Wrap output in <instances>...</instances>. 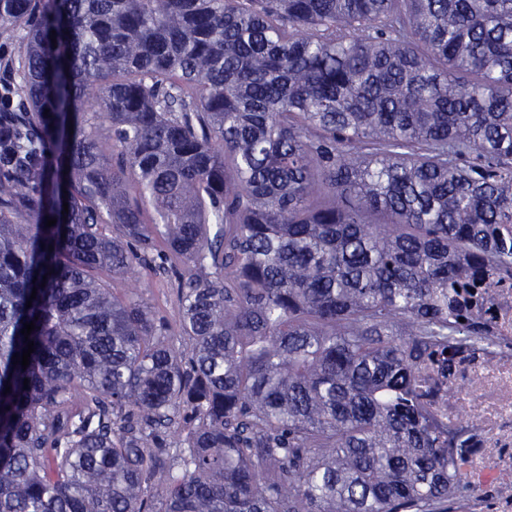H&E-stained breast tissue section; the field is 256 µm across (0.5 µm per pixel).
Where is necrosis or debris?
<instances>
[{"instance_id":"necrosis-or-debris-1","label":"necrosis or debris","mask_w":512,"mask_h":512,"mask_svg":"<svg viewBox=\"0 0 512 512\" xmlns=\"http://www.w3.org/2000/svg\"><path fill=\"white\" fill-rule=\"evenodd\" d=\"M472 294L485 312L481 336L448 369L425 361L415 388L425 417L456 434L448 512H512V269L483 276Z\"/></svg>"}]
</instances>
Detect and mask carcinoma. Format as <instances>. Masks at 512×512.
<instances>
[{
	"mask_svg": "<svg viewBox=\"0 0 512 512\" xmlns=\"http://www.w3.org/2000/svg\"><path fill=\"white\" fill-rule=\"evenodd\" d=\"M15 27L0 512H444L414 377L512 267V0H0ZM139 266L178 336L96 277ZM170 280L174 281V276L171 273L166 276L159 273L155 274L148 268L138 267L131 279L122 278L117 280L115 288H128L130 284H136L152 311L167 322L172 334L177 335L180 305L174 290L171 288Z\"/></svg>",
	"mask_w": 512,
	"mask_h": 512,
	"instance_id": "obj_1",
	"label": "carcinoma"
}]
</instances>
